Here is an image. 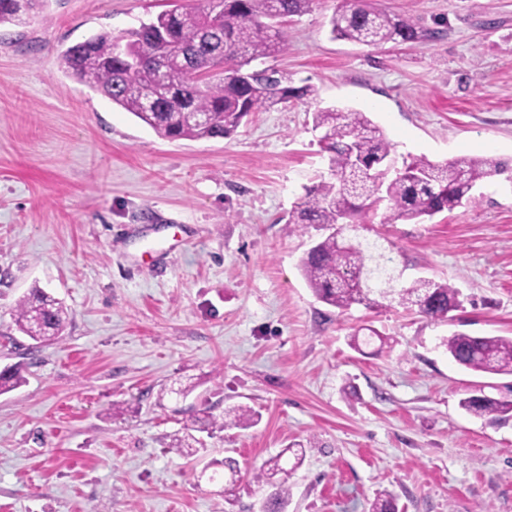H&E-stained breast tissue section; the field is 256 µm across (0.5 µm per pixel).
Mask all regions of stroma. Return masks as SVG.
Listing matches in <instances>:
<instances>
[{"label": "stroma", "mask_w": 512, "mask_h": 512, "mask_svg": "<svg viewBox=\"0 0 512 512\" xmlns=\"http://www.w3.org/2000/svg\"><path fill=\"white\" fill-rule=\"evenodd\" d=\"M371 2L442 35L335 39L339 0H314L266 63L315 97L206 141L159 137L60 62L199 0H48L0 27V369L26 378L0 394V512H259L255 473L293 444L288 512H370L388 495L398 512H512V420L460 405L478 385L512 400V376L442 345L512 336V184L481 183L421 224L358 218L402 283L460 289L447 320L394 301L342 312L302 275L320 232L288 213L330 175L317 109L367 112L400 158L512 167V0ZM35 286L70 312L57 341L15 327ZM365 326L385 345L354 350ZM233 406L256 423L196 431ZM192 434L204 448L190 455Z\"/></svg>", "instance_id": "1"}]
</instances>
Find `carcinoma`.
<instances>
[{
    "label": "carcinoma",
    "instance_id": "carcinoma-1",
    "mask_svg": "<svg viewBox=\"0 0 512 512\" xmlns=\"http://www.w3.org/2000/svg\"><path fill=\"white\" fill-rule=\"evenodd\" d=\"M46 2L0 0V26L26 24ZM213 2L202 0L191 10L177 6L120 36L93 34L63 51L62 65L78 82L172 141L226 138L251 113L314 94L312 86H292L275 70L250 68L286 48L276 24L308 11L313 0H221L217 6ZM330 26L333 37L367 46L435 37L411 19L392 16L367 0H339ZM157 63L169 85L150 105L144 89ZM313 128L321 131L319 144L332 178L305 188L301 202L288 213V223L332 227L334 232L310 247L302 259L309 288L318 300L342 311L354 305L377 306L391 298L426 318H448L462 306L458 289L424 278L397 289L389 273L377 276V287L368 286L372 269L380 263L378 241H353L345 231L361 212L378 207L382 200L387 224L450 212L484 181L503 176L512 182L508 166L494 157L463 156L441 164L414 157L399 167L383 130L366 113L349 108L318 110L313 113ZM390 165L399 170L387 174ZM68 318L66 306L37 287L21 296L14 310L17 329L35 342L59 338ZM443 345L450 358L467 369L512 375V337L454 333ZM22 383L16 368L0 371V394ZM460 405L476 416L512 417L511 400L490 397L481 388ZM253 418L251 410L238 406L224 410L222 422L248 424ZM281 459L277 456L257 474V481L266 484L282 475L264 512H284L288 506L290 471Z\"/></svg>",
    "mask_w": 512,
    "mask_h": 512
}]
</instances>
